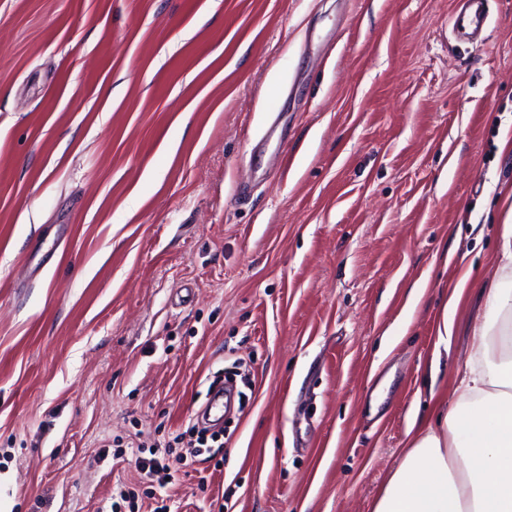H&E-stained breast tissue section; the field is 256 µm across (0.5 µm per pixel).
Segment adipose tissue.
<instances>
[{
    "label": "adipose tissue",
    "instance_id": "obj_1",
    "mask_svg": "<svg viewBox=\"0 0 512 512\" xmlns=\"http://www.w3.org/2000/svg\"><path fill=\"white\" fill-rule=\"evenodd\" d=\"M479 293L468 371L450 407L408 433L372 512H512V223L499 273Z\"/></svg>",
    "mask_w": 512,
    "mask_h": 512
}]
</instances>
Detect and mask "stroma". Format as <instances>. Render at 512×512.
I'll return each instance as SVG.
<instances>
[{"mask_svg": "<svg viewBox=\"0 0 512 512\" xmlns=\"http://www.w3.org/2000/svg\"><path fill=\"white\" fill-rule=\"evenodd\" d=\"M455 6L0 0V512H101L229 371L170 512H372L512 211V0ZM485 0H457L456 9L450 17L453 32L467 40L481 38L486 22ZM471 277V268L467 269L463 274L459 284L457 285L452 297L447 301L444 307V315L441 327H438V343L437 345H443L444 349L448 352V336H450V330L448 326V313L454 315L461 299L462 293L469 282Z\"/></svg>", "mask_w": 512, "mask_h": 512, "instance_id": "35a3bbf8", "label": "stroma"}]
</instances>
